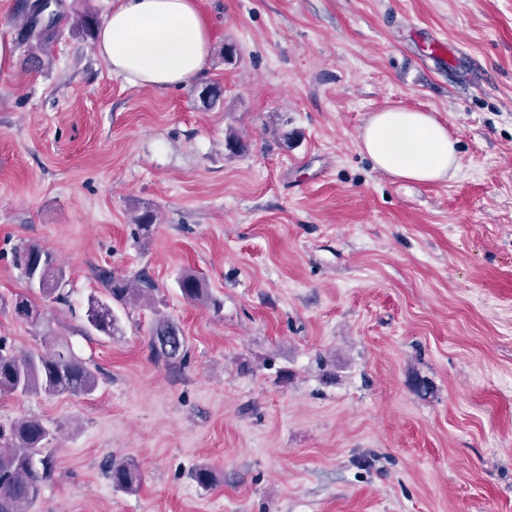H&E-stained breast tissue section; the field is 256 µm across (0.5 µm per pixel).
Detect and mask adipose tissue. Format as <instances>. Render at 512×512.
Here are the masks:
<instances>
[{"label": "adipose tissue", "mask_w": 512, "mask_h": 512, "mask_svg": "<svg viewBox=\"0 0 512 512\" xmlns=\"http://www.w3.org/2000/svg\"><path fill=\"white\" fill-rule=\"evenodd\" d=\"M212 29L198 0H113L96 32L100 57L132 85L164 89L204 71ZM359 148L375 167L422 184L451 179L460 170L455 141L432 115L387 109L368 119Z\"/></svg>", "instance_id": "ef3b65f1"}]
</instances>
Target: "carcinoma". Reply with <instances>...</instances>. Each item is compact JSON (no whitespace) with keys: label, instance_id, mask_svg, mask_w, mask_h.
<instances>
[{"label":"carcinoma","instance_id":"obj_1","mask_svg":"<svg viewBox=\"0 0 512 512\" xmlns=\"http://www.w3.org/2000/svg\"><path fill=\"white\" fill-rule=\"evenodd\" d=\"M60 0H30L26 10L21 42L30 49H45L55 35ZM39 266V276L47 284L41 289L44 297L64 299L66 286L64 270L57 265L52 253L37 246L26 245L14 252L17 266L29 261ZM102 291L87 298L84 320L87 326L112 337L121 329V320L115 307L127 308L147 303L154 291L153 282L144 276L133 278L117 276L110 271L99 275ZM182 296L192 302L218 306L205 288L203 281L191 272L178 282ZM12 312L19 320L37 323L40 313L27 294L12 299ZM152 346L158 358L167 363L180 362L186 350L179 329L168 318L158 317L151 330ZM98 378L69 346L58 343L44 351H17L0 345V393L26 395H92ZM54 433L34 418H21L8 426L0 425V512H32V506L41 495L44 482L53 472L52 457L46 454ZM112 487L118 491L133 492L140 484L137 466L129 460H114L109 465Z\"/></svg>","mask_w":512,"mask_h":512}]
</instances>
